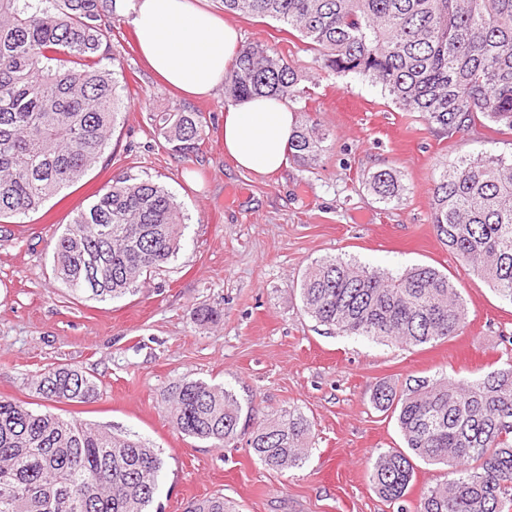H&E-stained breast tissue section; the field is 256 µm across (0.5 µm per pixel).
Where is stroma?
Instances as JSON below:
<instances>
[{"mask_svg":"<svg viewBox=\"0 0 512 512\" xmlns=\"http://www.w3.org/2000/svg\"><path fill=\"white\" fill-rule=\"evenodd\" d=\"M229 20L243 42L282 54L310 88L296 118L329 132L322 160L263 178L238 169L224 152L223 90L196 99L165 88L117 16L112 43L125 108L103 160L0 233V396L139 434L164 461L152 512H184L189 500L212 494L236 512H397L367 470L377 451L403 445L394 418L375 408L373 386L410 376L473 379L512 358V302L449 252L429 220L437 166L511 155L512 135L445 133L400 110L380 84L325 68L287 25ZM176 104L207 121L204 142L186 158L154 142L151 113ZM379 170L399 173L401 203L378 202L368 189ZM127 176L160 183L180 203L181 248L133 294L75 298L52 273V245L76 210ZM327 256L393 275L437 268L461 292L463 333L398 347L330 332L304 312L298 291L303 272ZM203 305L223 321L197 325L193 312ZM64 364L92 375L98 400L53 406L33 393L39 373ZM182 380L223 384L261 411L302 412L312 424L302 467L271 470L245 441L216 449L181 435L163 392Z\"/></svg>","mask_w":512,"mask_h":512,"instance_id":"1","label":"stroma"}]
</instances>
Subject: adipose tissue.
Listing matches in <instances>:
<instances>
[{
    "mask_svg": "<svg viewBox=\"0 0 512 512\" xmlns=\"http://www.w3.org/2000/svg\"><path fill=\"white\" fill-rule=\"evenodd\" d=\"M138 50L167 84L190 97L210 96L241 48L239 31L196 0H116ZM296 120L287 104L253 97L226 106L224 150L238 169L263 176L287 166Z\"/></svg>",
    "mask_w": 512,
    "mask_h": 512,
    "instance_id": "adipose-tissue-1",
    "label": "adipose tissue"
}]
</instances>
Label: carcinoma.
Here are the masks:
<instances>
[{
  "label": "carcinoma",
  "instance_id": "obj_1",
  "mask_svg": "<svg viewBox=\"0 0 512 512\" xmlns=\"http://www.w3.org/2000/svg\"><path fill=\"white\" fill-rule=\"evenodd\" d=\"M224 10L288 25L337 73L379 83L406 112L454 134L492 124L512 132V0H223ZM104 0H0V223L36 212L78 183L103 157L124 105L116 70L102 66L112 25ZM302 102L297 72L259 42L239 50L224 79L228 103L253 95ZM174 155L203 142L202 113L173 107L154 119ZM328 134L296 126L291 155L317 163ZM368 185L386 204L401 201L398 175ZM430 222L438 239L512 302V157L481 153L435 172ZM180 204L153 180L126 177L64 225L53 272L73 296L106 301L136 292L177 256ZM305 312L348 336L401 347L456 336L467 324L461 293L430 266L399 276L341 257L316 261L302 277ZM55 403L98 396L91 376L59 365L32 381ZM174 428L213 448L235 442L254 421L248 446L265 467L300 466L311 422L295 410L243 409L219 384L181 381L164 394ZM396 414L406 450L370 458L374 488L401 505L413 460L442 464L450 479L423 490L416 512H512V363L475 379L410 376L372 393ZM163 470L142 437L35 411L0 397V512H150ZM186 512H228L224 496Z\"/></svg>",
  "mask_w": 512,
  "mask_h": 512
}]
</instances>
